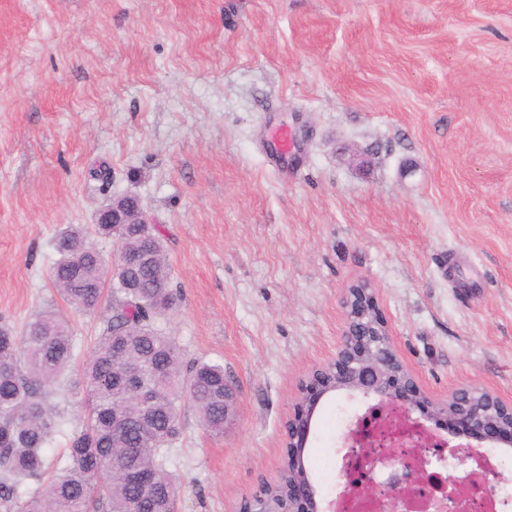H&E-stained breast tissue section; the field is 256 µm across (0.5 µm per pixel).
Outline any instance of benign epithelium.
<instances>
[{"mask_svg": "<svg viewBox=\"0 0 512 512\" xmlns=\"http://www.w3.org/2000/svg\"><path fill=\"white\" fill-rule=\"evenodd\" d=\"M151 224L146 213L137 221L120 206L106 205L95 216L97 224ZM147 263L143 256L134 258L121 253L113 267V273L126 278L129 288L137 284L128 279L130 266ZM347 322L337 359L324 367L315 369L302 389L294 413L285 424L286 447L288 448V489L282 494H271L268 486L260 490L242 507L243 512H335L336 502L324 501L316 489L311 475L303 463L304 448L307 447L318 406L323 398L344 392L349 397H360L364 406L387 417L393 408L404 418L414 420L416 428L427 439V446L439 445L448 449V457H457L460 444H450L448 439L434 435L415 415L423 398L419 385L398 360L392 346L387 326L381 319L375 296L365 284L353 285L343 298ZM425 418L444 424V430L455 426H466L470 437L502 445L512 446V407L498 397L476 386L461 388L446 400L433 406ZM382 462L392 470L386 484L387 506L393 512H408L415 507L409 497V485L415 472L405 462L391 453ZM458 480L451 474L441 476L436 482L425 507L439 512L445 507L448 496L455 493Z\"/></svg>", "mask_w": 512, "mask_h": 512, "instance_id": "obj_1", "label": "benign epithelium"}]
</instances>
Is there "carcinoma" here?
<instances>
[{
	"instance_id": "1",
	"label": "carcinoma",
	"mask_w": 512,
	"mask_h": 512,
	"mask_svg": "<svg viewBox=\"0 0 512 512\" xmlns=\"http://www.w3.org/2000/svg\"><path fill=\"white\" fill-rule=\"evenodd\" d=\"M119 250L155 255L138 271V288H124L106 269L84 228L71 225L56 240L58 260L49 279L78 311H94L105 289L112 303L104 327L72 389L90 407L83 426L67 439L59 466L46 448L60 432L62 415L46 400L47 387L71 366L75 342L68 323L43 311L17 335L0 325V502L11 512H174L181 486L169 470L171 445L181 434L180 407L188 401L202 427L224 433V367L185 358L160 321L179 297L168 285L169 263L156 224L130 238L110 224L94 225ZM143 373L156 401L145 407L127 393L126 381ZM102 475L93 485L90 477Z\"/></svg>"
}]
</instances>
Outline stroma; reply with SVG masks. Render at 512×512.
<instances>
[{
	"label": "stroma",
	"instance_id": "obj_1",
	"mask_svg": "<svg viewBox=\"0 0 512 512\" xmlns=\"http://www.w3.org/2000/svg\"><path fill=\"white\" fill-rule=\"evenodd\" d=\"M125 194L164 237V327L236 391L220 436L181 409L178 512L279 476L355 283L430 401L512 405V0H0V323L55 311L88 355L104 313L52 287L53 239ZM360 407H318L321 495Z\"/></svg>",
	"mask_w": 512,
	"mask_h": 512
}]
</instances>
